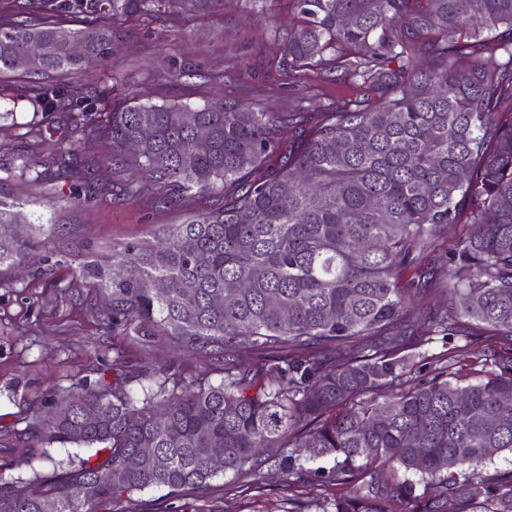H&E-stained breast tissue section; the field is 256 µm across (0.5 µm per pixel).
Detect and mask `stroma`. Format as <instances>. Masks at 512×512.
<instances>
[{
  "label": "stroma",
  "mask_w": 512,
  "mask_h": 512,
  "mask_svg": "<svg viewBox=\"0 0 512 512\" xmlns=\"http://www.w3.org/2000/svg\"><path fill=\"white\" fill-rule=\"evenodd\" d=\"M293 24L288 0H263L257 19L247 14L244 0H224L219 10L196 16L170 8L160 21L124 17L115 23L105 69H87L78 79L92 88L99 108L129 99L200 105L219 93L262 112H309L335 110L359 97L357 84L321 67L288 77L278 34ZM31 119L9 96L0 97V180L25 201L19 231L29 233L40 219L58 226L48 261L0 283V463L25 479L51 472L55 461L79 451L74 444H56L44 457L17 439L33 409L52 392L97 379L117 359L154 369L174 365L187 378L201 369L170 338L121 327L103 331L99 316L108 312L110 298L79 276L83 264L145 238L159 225L178 223L180 210L153 201L147 189L128 191L119 175L94 180L93 198L78 207L66 200L70 180L64 171L49 182L18 183L14 169L21 158L50 164L27 133ZM236 486L235 480L216 479L205 499L172 498L149 488L134 502L104 504L102 512H294L301 500L307 512L317 509L318 491L310 486L291 489L277 477L247 493Z\"/></svg>",
  "instance_id": "35a3bbf8"
}]
</instances>
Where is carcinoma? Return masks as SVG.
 Returning a JSON list of instances; mask_svg holds the SVG:
<instances>
[{
    "instance_id": "1",
    "label": "carcinoma",
    "mask_w": 512,
    "mask_h": 512,
    "mask_svg": "<svg viewBox=\"0 0 512 512\" xmlns=\"http://www.w3.org/2000/svg\"><path fill=\"white\" fill-rule=\"evenodd\" d=\"M161 2L190 15L223 5L11 0L0 77L26 75L11 91L32 105L38 146L54 149L40 116L97 132L110 145L104 167L183 210L80 276L110 295L105 326L170 336L222 360L221 378L117 360L112 380L51 394L24 429L32 447L95 452L0 478V512H41L31 487L57 512H99L148 488L204 499L216 478L259 486L271 471L336 487L320 512H512V470L487 469L512 453V0H288V71L326 66L364 89L314 121L219 97L81 108L68 77L105 65L104 19L159 20ZM69 39L86 52L66 51ZM33 40L41 58L22 65ZM87 175L71 166L70 204L86 201ZM45 176L24 160L14 174ZM204 193L223 204L190 210ZM18 206L0 186V278L57 235L49 223L17 235ZM461 222L470 228L436 267L447 305L419 330L423 289L401 275ZM437 336L494 345L465 363L428 360L419 350ZM245 351L257 360L240 361Z\"/></svg>"
}]
</instances>
